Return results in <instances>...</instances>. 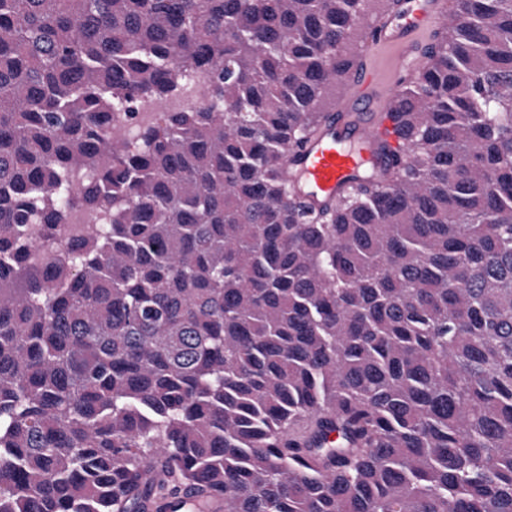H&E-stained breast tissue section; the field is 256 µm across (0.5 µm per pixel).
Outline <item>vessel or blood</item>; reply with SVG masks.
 Returning <instances> with one entry per match:
<instances>
[{"instance_id":"obj_1","label":"vessel or blood","mask_w":512,"mask_h":512,"mask_svg":"<svg viewBox=\"0 0 512 512\" xmlns=\"http://www.w3.org/2000/svg\"><path fill=\"white\" fill-rule=\"evenodd\" d=\"M450 9V0H392L387 12L368 24L367 44L395 52L391 71L361 72L351 98L325 119L322 134L288 152L284 174L302 202L334 201L362 171H382L389 161L405 156L390 116L392 100L399 79L425 63L420 34L438 29ZM351 112L357 113L356 121L348 120Z\"/></svg>"}]
</instances>
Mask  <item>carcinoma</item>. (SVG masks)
<instances>
[{
  "label": "carcinoma",
  "instance_id": "obj_1",
  "mask_svg": "<svg viewBox=\"0 0 512 512\" xmlns=\"http://www.w3.org/2000/svg\"><path fill=\"white\" fill-rule=\"evenodd\" d=\"M381 2L0 0V512H512V0L283 174Z\"/></svg>",
  "mask_w": 512,
  "mask_h": 512
}]
</instances>
